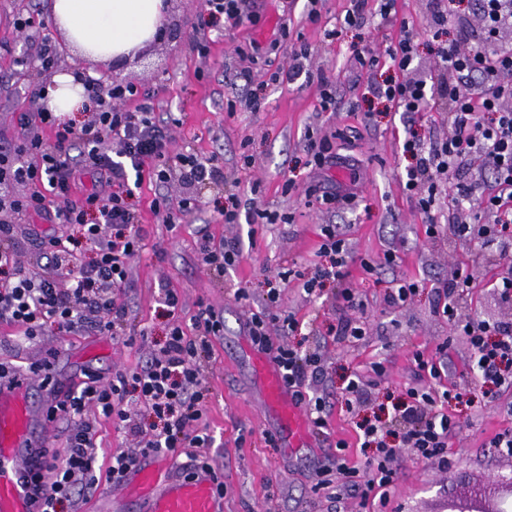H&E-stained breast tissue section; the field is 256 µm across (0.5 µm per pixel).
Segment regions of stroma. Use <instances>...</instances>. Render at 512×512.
Wrapping results in <instances>:
<instances>
[{
    "label": "stroma",
    "instance_id": "stroma-1",
    "mask_svg": "<svg viewBox=\"0 0 512 512\" xmlns=\"http://www.w3.org/2000/svg\"><path fill=\"white\" fill-rule=\"evenodd\" d=\"M48 0H0V147L9 148L23 135L20 114L37 112L43 102L36 95L52 79L25 62L24 48L39 51L51 41L58 51L63 71L77 72L83 60L62 41L51 24ZM348 0H321L322 20L307 19V0H254L257 23L228 30L213 23L204 0H170L168 10L175 26L149 45L131 62L115 67L119 84H133L152 95L157 113L171 112L182 124L170 132L173 152H191L213 158L225 175L238 179L242 198H255L258 207L283 214L282 222L260 224L225 223L220 211L224 188L204 193L196 206L177 213L178 228L167 231L152 208L161 186L143 179L135 191L143 251L130 263L129 284L118 299L126 307L122 335L107 336L110 346L92 369L103 379L123 369L142 364L163 345L171 321L191 329L199 303L224 313V333L213 340L212 357L201 372L209 402L201 420L215 438L204 449L212 464L224 475V512H336L355 508L351 488L337 487V499L315 491L317 469L337 441H346L350 458L363 462L357 425L363 419L380 417L390 422L392 405L403 397L418 378L414 352L431 356L438 345H446L449 383L471 389L473 383L470 345L467 337L451 331L441 314L438 280L451 278L455 268L466 264L474 279L461 312L472 318L512 319V306L502 305L490 286L499 267L494 260L472 264V243L445 244L429 240L426 218L401 187L411 160L402 151L407 127L424 138L439 140L448 134V116L436 108L408 120L391 109L384 99L369 93L368 84L399 79L390 62L375 71L361 68L353 58L355 45L371 42L378 49L394 44L402 27L414 33L415 61L411 75L427 79L436 71V45L432 39L427 0H396V19H383L374 0L367 5L365 27L342 22ZM24 16L31 25L19 32L14 21ZM335 37H328V30ZM199 37L207 45L198 55L191 44ZM305 47L313 70L322 72L336 92L337 110L320 108L318 85L304 79L271 81V73L288 67V47ZM259 99V110H251L250 99ZM333 136L336 165L314 172L306 164L307 136ZM251 165H244V158ZM295 188L283 194L285 179ZM261 192L252 195L253 182ZM352 188L350 205L326 211L309 204L308 196L329 184ZM17 224L18 252L32 271H42L46 260L40 238L65 233L64 224L43 215L0 214ZM336 225L344 232L355 257L348 281L358 299L367 305V334L363 339H344L337 328L342 316L339 288L326 284L320 296H308L301 280L291 279L280 287L282 307L299 322L295 334L271 326L274 345L314 352L322 359V370L311 382L312 391L323 394L330 407L327 426L317 433L314 448L286 450L280 440H267L274 424L256 398L250 359L257 353L245 332L251 314L264 309L268 283L279 268L302 270L317 262L321 228ZM207 227L215 240L254 238V246L224 279L213 278L201 264L196 231ZM394 263H387L388 252ZM419 281L420 288L406 304H392L388 296L399 279ZM175 290L182 307L168 316L159 302L161 289ZM246 289L249 301H236L233 291ZM87 333L22 339L17 331L0 325V361L28 369L58 354L78 353ZM380 361L385 373L364 404L347 405L345 388L354 374L365 372ZM454 413L461 428L448 450V467L403 459L399 478L390 490L385 512H443L449 499L464 496L476 485L512 477V455L492 448L491 439L512 428V419L487 405L476 410L460 404ZM86 419L94 429L95 450L100 463L113 454L133 451L136 442L115 430L112 423L95 413Z\"/></svg>",
    "mask_w": 512,
    "mask_h": 512
}]
</instances>
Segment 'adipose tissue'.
<instances>
[{
  "instance_id": "ef3b65f1",
  "label": "adipose tissue",
  "mask_w": 512,
  "mask_h": 512,
  "mask_svg": "<svg viewBox=\"0 0 512 512\" xmlns=\"http://www.w3.org/2000/svg\"><path fill=\"white\" fill-rule=\"evenodd\" d=\"M49 11L66 42L83 57L119 63L133 56L167 23L165 0H49ZM47 111L71 118L83 101L75 75L59 74Z\"/></svg>"
}]
</instances>
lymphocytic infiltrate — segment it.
I'll use <instances>...</instances> for the list:
<instances>
[{"label":"lymphocytic infiltrate","instance_id":"obj_1","mask_svg":"<svg viewBox=\"0 0 512 512\" xmlns=\"http://www.w3.org/2000/svg\"><path fill=\"white\" fill-rule=\"evenodd\" d=\"M456 2L430 0L437 41V75L431 81L409 78L415 46L407 33L384 52L359 45L354 57L370 70L386 57L401 72L398 81L375 89L394 111L416 115L444 105L451 129L448 137L429 143L413 132L405 137L403 152L413 163L406 169L402 188L429 218L444 192L455 203L477 201L482 212L491 214L488 224L461 219L441 224L430 218L426 233L433 239L474 242L476 259L498 261L501 272L491 286L502 303L512 305V45L499 44L496 39L500 29L512 27V0H477L484 36L474 43L444 38L449 19L456 15ZM87 98L95 110L94 122L78 127L45 111L32 118L23 116L19 119L25 130L21 143L0 149V208L38 214L51 210L60 223L78 228L74 234L43 238L50 265L34 273L19 257L15 225L0 221V323L15 327L28 341L49 331L119 335L124 308L118 294L128 283L131 259L143 248L134 229V191L129 181L142 179L147 170L160 183L172 181L169 130L179 125V118L156 115L151 96H140L131 85L106 97L91 91ZM466 155L491 172V191L455 179L456 162ZM87 170L111 185L108 195L80 193ZM15 185L27 186V194L12 196ZM322 234L321 263L298 273L289 268L278 277L285 281L297 276L310 295L320 294L330 282L341 285L345 316L339 333L362 336V306L345 284L352 252L335 225H326ZM196 245L203 265L219 278L243 255L240 240L218 243L203 230L197 233ZM87 250L93 257L85 262L81 256ZM62 269L68 275L64 281L58 276ZM471 286L466 266H458L453 279L438 286L445 298L442 313L453 331L468 337L477 381L485 393L495 396L512 389V322L460 318L456 307ZM279 305L277 289L269 288L264 312L252 315L245 328L259 349L272 354L283 380L319 431L327 426V401L309 394L306 380L318 372L321 359L273 346L272 324H281L292 333L299 327L294 316L280 311ZM192 326L188 333L181 323H172L163 347L140 366L116 372L108 381L85 374L57 404L54 417L77 421L78 426L68 437L65 454L49 448L42 451L46 467L35 491L42 504L40 512H59L64 503H76L95 490L101 479L121 483L129 469L149 455L178 457L192 448L196 454L191 466L209 467L208 458L201 454L211 447L213 438L200 426L208 399L200 372L211 354L213 337L224 333V316L202 304ZM463 398V391L441 383L428 390L407 389L393 407L390 426L369 419L360 423V448L368 453L365 462H352L347 443L338 441L335 456L320 471L317 489L339 482L353 488L361 503L373 499L383 503L403 456L446 465V450L459 427L448 405ZM134 404L150 412L151 424L135 423L130 411ZM90 410L137 443L136 451L113 456L104 471L92 443L93 428L83 420Z\"/></svg>","mask_w":512,"mask_h":512}]
</instances>
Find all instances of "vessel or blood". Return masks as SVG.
<instances>
[{
	"mask_svg": "<svg viewBox=\"0 0 512 512\" xmlns=\"http://www.w3.org/2000/svg\"><path fill=\"white\" fill-rule=\"evenodd\" d=\"M261 399L279 422L290 448L309 447L313 434L274 363H258ZM53 363L38 373L0 380V512H36L33 487L42 472L41 448L60 392L67 390ZM95 512H224V496L212 471L159 477L153 459H141L121 493L108 496Z\"/></svg>",
	"mask_w": 512,
	"mask_h": 512,
	"instance_id": "1",
	"label": "vessel or blood"
}]
</instances>
